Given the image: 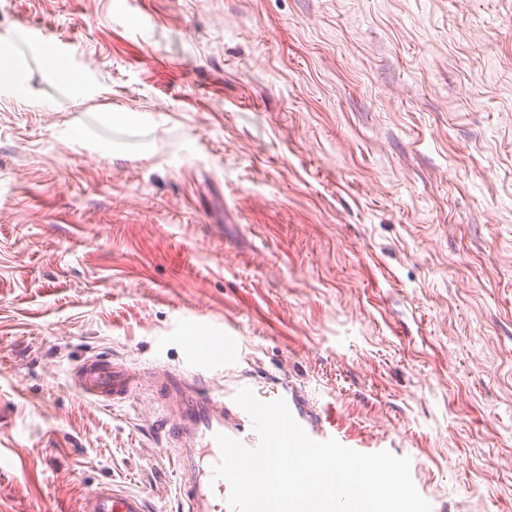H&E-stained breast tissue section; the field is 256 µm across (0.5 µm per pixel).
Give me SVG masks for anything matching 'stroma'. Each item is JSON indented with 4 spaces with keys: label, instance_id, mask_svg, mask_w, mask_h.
<instances>
[{
    "label": "stroma",
    "instance_id": "35a3bbf8",
    "mask_svg": "<svg viewBox=\"0 0 512 512\" xmlns=\"http://www.w3.org/2000/svg\"><path fill=\"white\" fill-rule=\"evenodd\" d=\"M14 58L0 512L107 482L174 512L158 403L70 373L182 368L186 319L231 337L225 395L409 458L433 512H512V0H0ZM71 379L80 394L111 406L122 403L141 385L139 373L114 357L84 359L74 367Z\"/></svg>",
    "mask_w": 512,
    "mask_h": 512
}]
</instances>
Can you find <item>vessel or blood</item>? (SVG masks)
Returning <instances> with one entry per match:
<instances>
[{
  "instance_id": "vessel-or-blood-1",
  "label": "vessel or blood",
  "mask_w": 512,
  "mask_h": 512,
  "mask_svg": "<svg viewBox=\"0 0 512 512\" xmlns=\"http://www.w3.org/2000/svg\"><path fill=\"white\" fill-rule=\"evenodd\" d=\"M217 346L210 334L193 337L185 347L188 369L157 368L149 375L162 400L164 452L174 468L178 512H233L229 483L213 476L220 459L216 437L226 435L250 449L260 442L250 416L243 409L228 408L223 391L205 386L206 374L222 367L215 356ZM71 379L80 394L111 406L140 387L138 372L114 357L84 359ZM80 512H146V503L139 493L101 486L83 498Z\"/></svg>"
}]
</instances>
